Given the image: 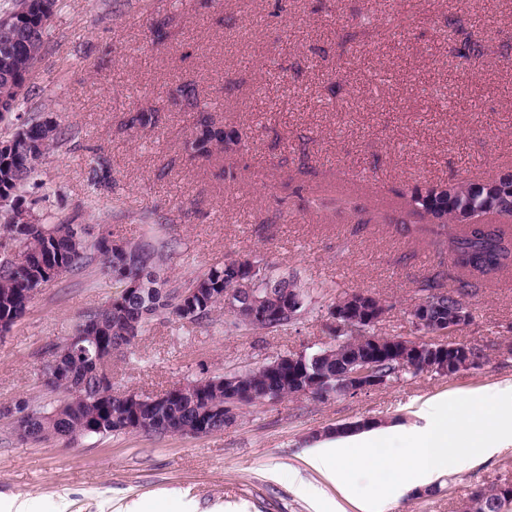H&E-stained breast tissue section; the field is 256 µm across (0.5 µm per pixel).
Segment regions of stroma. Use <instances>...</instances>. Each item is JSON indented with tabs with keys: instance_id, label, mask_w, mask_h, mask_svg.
<instances>
[{
	"instance_id": "obj_1",
	"label": "stroma",
	"mask_w": 512,
	"mask_h": 512,
	"mask_svg": "<svg viewBox=\"0 0 512 512\" xmlns=\"http://www.w3.org/2000/svg\"><path fill=\"white\" fill-rule=\"evenodd\" d=\"M165 24L159 42L153 27ZM481 49L462 58L465 45ZM195 89L237 146L192 157ZM18 113L73 138L39 162L23 194L38 222L72 219L88 238L174 241L176 284L248 258L313 284L297 320L234 327L159 317L112 354V388L143 396L329 346V309L361 291L390 307L380 336L424 338L409 309L422 285L451 289L432 225L403 230L413 186L512 174V0H59ZM156 111L154 127L133 124ZM111 191L88 182L97 157ZM121 289L99 264L42 285L0 335V406L52 401L53 346ZM455 339L488 360L452 378L407 373L358 396L285 397L234 411L207 435L115 433L22 443L0 418V512H361L312 469L330 427L423 426L428 403L512 385V269L481 278ZM512 480V448L388 499L384 512H468L476 488Z\"/></svg>"
}]
</instances>
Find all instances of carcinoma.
Segmentation results:
<instances>
[{
    "label": "carcinoma",
    "instance_id": "1",
    "mask_svg": "<svg viewBox=\"0 0 512 512\" xmlns=\"http://www.w3.org/2000/svg\"><path fill=\"white\" fill-rule=\"evenodd\" d=\"M21 0H16L9 14L18 16L28 27H45L44 16L36 11L17 15ZM44 41L35 43L25 56L15 55L11 46L0 43V59L12 60L8 69L0 67V121L10 115L16 102V80L24 79L41 60ZM200 130L190 143L194 155L206 157L213 148L224 146V129L212 125L208 118L199 121ZM28 131L12 135L15 149L10 155L0 154V201L16 203L21 192L32 179L36 164L50 149L68 139V130L36 121L26 122ZM88 181L94 188H109L112 181L105 160L91 168ZM407 216L427 222L436 221L434 233L438 247H448L456 271L455 287L439 297L431 309L430 319L448 317L452 306L469 295L475 287L474 278L512 268V240L506 237L502 226L493 222L465 224L457 234L443 235L450 221L457 216L488 214L512 219V178L501 177L490 182H456L446 185H425L411 188ZM445 239H440V236ZM11 240L12 253L0 256V321L14 322L11 314L22 292L46 283L39 267L31 261V251L49 255L65 272L87 269L102 258L103 270L111 275L124 267L136 270L142 279L138 289H123L104 306L90 311L87 317L104 332L93 344L76 351L57 370L46 367L45 385L60 398L49 403H38L27 415L32 442L46 441L57 435L73 438L107 437L126 431L130 409L112 398V383L96 371L97 363L123 345L130 346L129 337L142 333L145 326L157 317H175L179 320L202 322L212 308L224 302V293L237 287L235 275L247 264L245 259H230L221 265L172 287L159 281L157 269L170 260L174 248L168 241L146 240L127 247H115L112 239L103 236L94 241L81 237L76 225L65 220L57 224H39L33 215L13 206L10 217L0 225V239ZM273 307H281L289 298L310 297L311 286L294 277L269 276L264 285ZM290 323L288 315L248 322L238 317L232 324L252 329L276 330ZM386 350L384 364L379 372L392 380L410 367L399 362ZM351 344L343 342L336 348L321 350V356H308L309 370L331 383V392L342 393L339 383L348 363ZM239 380L235 387L238 402L252 405L274 395H288L291 377L286 373L273 375L256 368L245 373H231ZM143 418L152 424H168L176 430L205 435L224 429L234 415L224 412V376H213L189 384L178 397L165 396L140 409Z\"/></svg>",
    "mask_w": 512,
    "mask_h": 512
}]
</instances>
